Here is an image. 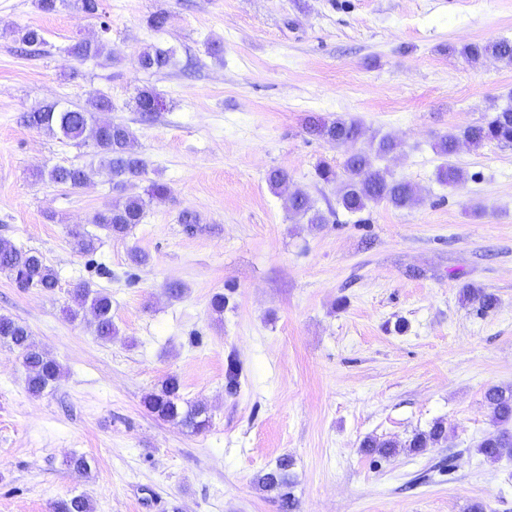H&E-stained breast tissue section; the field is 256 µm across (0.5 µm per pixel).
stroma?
<instances>
[{
    "instance_id": "1",
    "label": "stroma",
    "mask_w": 512,
    "mask_h": 512,
    "mask_svg": "<svg viewBox=\"0 0 512 512\" xmlns=\"http://www.w3.org/2000/svg\"><path fill=\"white\" fill-rule=\"evenodd\" d=\"M103 19L37 0H0V239L39 252L58 275L46 293L0 272V314L26 324L62 366L52 391L26 390L18 351L0 343V512H49L87 495L95 512H280L255 477L292 457L294 512H512V456L475 451L493 426L484 394L512 385V144H460L466 179L437 184L434 139L512 103V64L471 63L463 45L512 40V0H102ZM169 15L160 30L146 19ZM108 23L111 59L79 62L67 46ZM36 25L48 46L20 55L12 28ZM148 45L177 67L139 68ZM154 88L161 111L134 109ZM111 98L148 163L137 182L171 189L123 239L93 216L118 193L107 171L71 189L44 176L94 162V149L27 127L50 102ZM358 120L357 145L312 139L308 116ZM398 151L374 166L415 185L407 209L350 215L339 187L314 179L381 137ZM288 170L326 224L289 220L270 169ZM199 218L186 229L183 212ZM101 239L78 252L69 230ZM149 262H130L131 249ZM112 298L118 333L99 341L70 320L80 283ZM179 283L181 297L167 286ZM476 284L499 297L481 314L460 301ZM228 301L211 308L216 293ZM242 368L227 393L228 358ZM205 403L195 432L143 404L167 377ZM448 439L388 459L371 436L405 443L435 420ZM86 456L88 476L68 465Z\"/></svg>"
}]
</instances>
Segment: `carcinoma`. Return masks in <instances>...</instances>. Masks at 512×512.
<instances>
[{"instance_id": "carcinoma-1", "label": "carcinoma", "mask_w": 512, "mask_h": 512, "mask_svg": "<svg viewBox=\"0 0 512 512\" xmlns=\"http://www.w3.org/2000/svg\"><path fill=\"white\" fill-rule=\"evenodd\" d=\"M69 5L92 18L102 17L100 0H69ZM100 28V36L77 40L68 47V52L81 61L111 57L107 39L110 26L102 21ZM11 33L25 46L26 54L31 57L41 55L44 47L48 45L44 31L37 26L16 27ZM460 54L472 62L491 56L512 63V41L472 43L464 46ZM174 59L173 49L149 46L138 55L137 64L143 70L160 72L171 67ZM134 102L135 109L139 112L151 113L160 110V98L152 88L138 90ZM112 110V100L105 95H99L92 99L88 108H71L58 102L39 105L24 113L22 120L28 127L53 137L73 141L77 145L90 143L96 148L100 156L99 166L107 171L119 197L110 209L96 214L93 223L112 237H124L135 225L142 222L147 208L153 202L169 196L170 187L165 182L154 180L144 193L133 191L135 180L146 174L147 162L135 150V137L128 126L100 118L101 114ZM305 129L308 135L317 140L338 145L356 142L363 136L362 126L352 118L325 120L312 116ZM462 140L476 148L491 142L511 144L512 104L501 108L481 123L470 125L458 134L448 133L435 141L433 149L444 159L436 172L437 180L442 184L456 185L464 180L463 171L449 162ZM92 174L93 170L90 168L60 165L50 170L49 178L58 185L76 189L82 187ZM315 177L317 182L324 184L341 179L338 204L351 214L360 213L375 203L386 202L396 209H404L419 200L418 189L413 184L395 179L383 169L372 167L368 153L364 150L351 153L345 159L340 173L325 161L318 163ZM267 182L271 190L280 194L288 187V172L273 169L267 175ZM286 205L292 220H304L308 224L316 225L326 223L323 213L313 208L309 194L303 189L296 188L288 192ZM69 235L78 251L89 253L96 249L95 238L80 227L71 228ZM0 271L9 274L17 286L23 289L37 288L51 292L58 282L56 272L38 252L20 250L7 240H0ZM462 295L465 301L477 305L483 314L495 311L499 304L495 294L472 283L464 285ZM74 302L76 308L69 310L71 318H78L81 311L90 308L93 315L90 325L94 335L103 341L111 340L116 334L111 297L85 284L75 290ZM0 341H6L18 350L25 369L29 394L40 396L59 379L60 363L40 347L28 328L16 319L0 315ZM240 378V365L234 359L229 360L224 373L228 393L237 392ZM180 389L178 379L168 377L159 390L145 397L144 405L150 413L164 421L180 424L194 431L207 428L210 424L207 408L184 400ZM484 399L495 430L479 443L477 451L491 460H497L504 455L511 456L512 432L508 425L512 424V385L492 386L486 390ZM447 437V427L443 422L436 421L429 429L414 433L401 446L389 440L378 441L367 437L361 442L360 448L370 456L377 454L390 457L402 448L419 453L426 448L435 447ZM292 466V459L283 456L276 461L274 467L260 472L256 477L259 488L276 493L280 512H293L294 509L290 492L294 482ZM52 512H93V505L87 496L79 494L56 501Z\"/></svg>"}]
</instances>
